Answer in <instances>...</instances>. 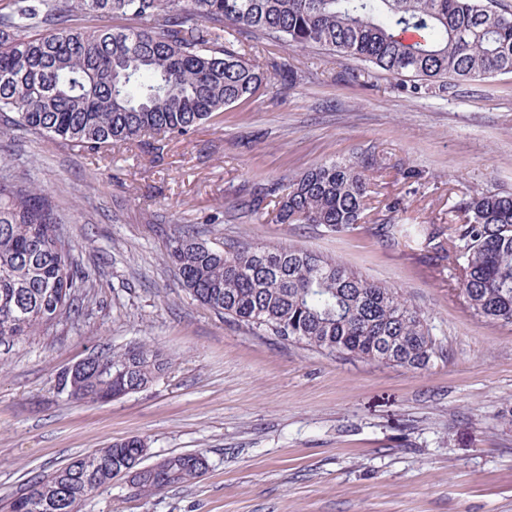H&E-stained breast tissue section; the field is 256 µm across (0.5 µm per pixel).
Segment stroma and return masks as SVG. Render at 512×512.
I'll return each mask as SVG.
<instances>
[{"instance_id": "stroma-1", "label": "stroma", "mask_w": 512, "mask_h": 512, "mask_svg": "<svg viewBox=\"0 0 512 512\" xmlns=\"http://www.w3.org/2000/svg\"><path fill=\"white\" fill-rule=\"evenodd\" d=\"M300 84L260 91L156 151L89 154L45 137L0 140V175L65 215L93 286L79 317L0 349V503L72 458L138 436L149 461L204 453L195 483L155 495L113 480L91 512H512V325L474 316L422 240L374 225L332 234L243 216L253 180L377 155L379 198L444 224L476 191L512 192V73L446 92L347 56L278 49ZM420 173L405 184L401 171ZM179 225L206 241L311 249L402 291L442 348L427 368L346 359L262 336L195 301L166 260ZM142 344L172 359L146 389L83 403L58 375Z\"/></svg>"}]
</instances>
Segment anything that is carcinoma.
I'll return each instance as SVG.
<instances>
[{"label": "carcinoma", "mask_w": 512, "mask_h": 512, "mask_svg": "<svg viewBox=\"0 0 512 512\" xmlns=\"http://www.w3.org/2000/svg\"><path fill=\"white\" fill-rule=\"evenodd\" d=\"M497 0H0V138L20 129L97 153L145 136L159 147L214 113L274 86L255 57L263 41L360 58L427 87L512 73V13ZM80 13L93 27L72 23ZM121 17L132 22L114 28ZM251 34L248 40L244 35ZM285 87L302 75L269 59ZM376 157L316 165L284 184L257 183L245 205L277 224H315L345 233L373 223L390 241L434 228L376 218ZM64 218L33 186L0 176V346L47 334L79 313L93 286L64 233ZM185 226L168 257L197 301L224 319L280 341L352 359L423 369L438 345L399 292L315 251L282 246L214 247ZM437 260L461 270L468 307L512 323V193L482 191L448 209V241ZM153 346L102 354L56 387L79 402H105L146 388L170 368ZM136 436L79 455L35 479L7 512H88L113 473L143 467ZM208 469L202 453L163 457L136 491L151 496L189 484Z\"/></svg>", "instance_id": "1"}]
</instances>
